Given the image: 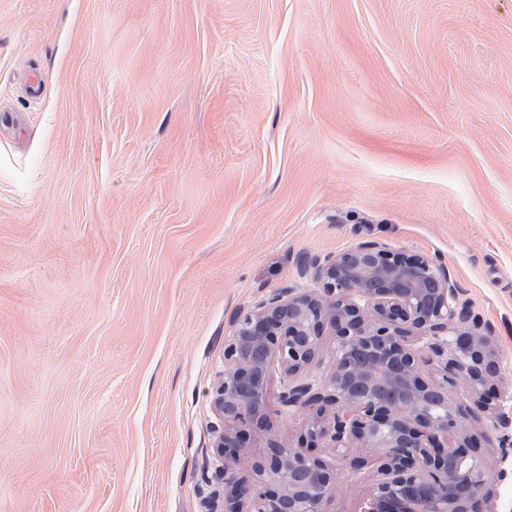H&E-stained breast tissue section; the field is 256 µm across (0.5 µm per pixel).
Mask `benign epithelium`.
<instances>
[{
	"label": "benign epithelium",
	"mask_w": 512,
	"mask_h": 512,
	"mask_svg": "<svg viewBox=\"0 0 512 512\" xmlns=\"http://www.w3.org/2000/svg\"><path fill=\"white\" fill-rule=\"evenodd\" d=\"M314 279L317 289L290 288L242 312L225 343L212 391L221 489L211 492L206 512H327L336 473L313 449L274 445L264 490L233 463L261 427L273 366L287 379L299 373L328 327L336 340L329 378L288 383L280 399L311 410L307 441L360 449L347 459L354 471L378 463L360 512H492L494 485L508 471L491 476L468 422L477 409L496 415L486 386L498 369L490 338L469 322L447 267L368 240L316 261ZM416 335L427 339L422 351ZM426 367L436 377L431 384ZM461 382L460 395L453 388Z\"/></svg>",
	"instance_id": "1"
}]
</instances>
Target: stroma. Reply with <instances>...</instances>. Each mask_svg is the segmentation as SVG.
Masks as SVG:
<instances>
[{
  "instance_id": "stroma-1",
  "label": "stroma",
  "mask_w": 512,
  "mask_h": 512,
  "mask_svg": "<svg viewBox=\"0 0 512 512\" xmlns=\"http://www.w3.org/2000/svg\"><path fill=\"white\" fill-rule=\"evenodd\" d=\"M364 240L441 258L512 417V0H0V512H202L238 315Z\"/></svg>"
}]
</instances>
